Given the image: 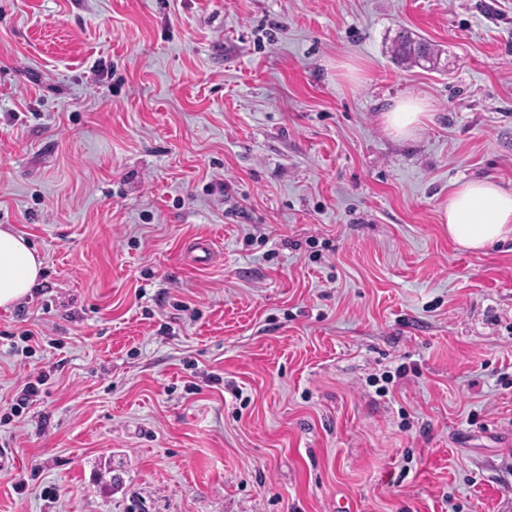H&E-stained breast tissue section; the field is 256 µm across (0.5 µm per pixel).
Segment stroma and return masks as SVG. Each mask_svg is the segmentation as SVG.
I'll return each mask as SVG.
<instances>
[{"label": "stroma", "mask_w": 512, "mask_h": 512, "mask_svg": "<svg viewBox=\"0 0 512 512\" xmlns=\"http://www.w3.org/2000/svg\"><path fill=\"white\" fill-rule=\"evenodd\" d=\"M471 178L512 190V0H0V227L43 259L0 512H512V237L439 215ZM401 33L398 36V41L400 42L399 52L403 56L414 57L417 61L429 62L433 53L430 45L421 39L412 38L408 32ZM427 104L418 97L407 96L390 101L382 112L383 122L391 135L398 139H407L428 117Z\"/></svg>", "instance_id": "1"}]
</instances>
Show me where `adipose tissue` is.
<instances>
[{
	"label": "adipose tissue",
	"instance_id": "obj_1",
	"mask_svg": "<svg viewBox=\"0 0 512 512\" xmlns=\"http://www.w3.org/2000/svg\"><path fill=\"white\" fill-rule=\"evenodd\" d=\"M427 117L424 100H392L383 112L391 135L407 139ZM440 222L460 247L482 250L512 236V191L487 179L457 183L440 208ZM43 260L22 236L0 228V308L31 295L39 283Z\"/></svg>",
	"mask_w": 512,
	"mask_h": 512
}]
</instances>
